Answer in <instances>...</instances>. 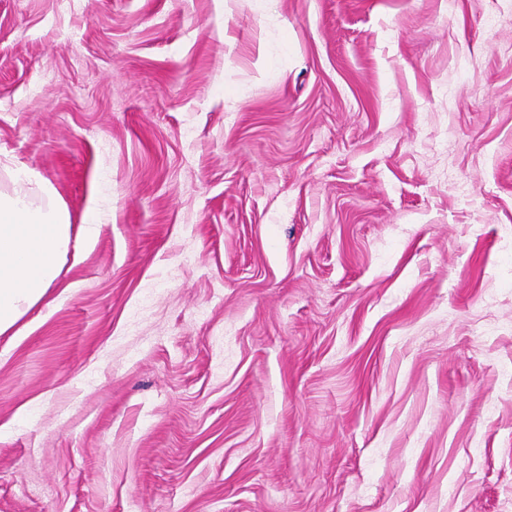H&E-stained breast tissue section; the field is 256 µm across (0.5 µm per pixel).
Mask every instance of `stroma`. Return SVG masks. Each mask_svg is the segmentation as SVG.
Listing matches in <instances>:
<instances>
[{
	"label": "stroma",
	"instance_id": "1",
	"mask_svg": "<svg viewBox=\"0 0 512 512\" xmlns=\"http://www.w3.org/2000/svg\"><path fill=\"white\" fill-rule=\"evenodd\" d=\"M0 0V185L82 260L0 336V512H512V0Z\"/></svg>",
	"mask_w": 512,
	"mask_h": 512
}]
</instances>
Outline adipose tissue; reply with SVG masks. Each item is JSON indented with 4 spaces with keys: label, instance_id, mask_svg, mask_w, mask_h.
I'll return each mask as SVG.
<instances>
[{
    "label": "adipose tissue",
    "instance_id": "obj_1",
    "mask_svg": "<svg viewBox=\"0 0 512 512\" xmlns=\"http://www.w3.org/2000/svg\"><path fill=\"white\" fill-rule=\"evenodd\" d=\"M43 203H35L34 194ZM96 232L91 224L72 223L54 189L30 170L0 190V336L18 333L20 321L41 303L68 261H79L80 244Z\"/></svg>",
    "mask_w": 512,
    "mask_h": 512
}]
</instances>
